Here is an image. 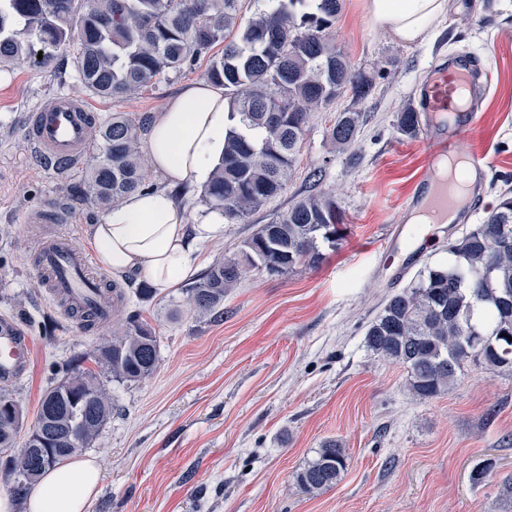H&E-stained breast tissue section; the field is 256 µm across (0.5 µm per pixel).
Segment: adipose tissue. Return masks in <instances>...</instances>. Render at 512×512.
<instances>
[{"label":"adipose tissue","instance_id":"obj_1","mask_svg":"<svg viewBox=\"0 0 512 512\" xmlns=\"http://www.w3.org/2000/svg\"><path fill=\"white\" fill-rule=\"evenodd\" d=\"M368 8L381 26L413 43L422 41L442 15L444 0H368ZM229 122L223 87L208 81H194L169 100L146 134L150 166L168 185L129 194L90 226L88 238L100 266L116 275L135 274L161 295L196 271V253L223 234L224 217L214 213L191 223L172 189L209 180ZM99 480L92 458L50 468L27 496L25 512H85Z\"/></svg>","mask_w":512,"mask_h":512}]
</instances>
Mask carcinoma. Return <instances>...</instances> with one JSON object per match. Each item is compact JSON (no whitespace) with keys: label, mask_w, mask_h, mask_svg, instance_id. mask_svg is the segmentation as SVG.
<instances>
[{"label":"carcinoma","mask_w":512,"mask_h":512,"mask_svg":"<svg viewBox=\"0 0 512 512\" xmlns=\"http://www.w3.org/2000/svg\"><path fill=\"white\" fill-rule=\"evenodd\" d=\"M251 19L239 21V0H0V70L28 59L41 68L57 64L72 48L78 78L94 94L119 99L153 81L180 76L219 43L205 78L224 88L233 124L224 135L203 201L230 223L280 195L288 184L310 112L348 91L361 100L372 81L354 70L330 39L341 0H261ZM235 39H228L233 32ZM43 58H37V55ZM363 115H336L331 139L357 140ZM411 108L397 114L404 136L420 130ZM145 123L124 112L97 119V157L71 189L78 203L109 209L127 195L151 188L140 151ZM342 216L326 193L296 201L244 241L237 256L212 264L182 289L195 317L224 314V288L248 269L286 276L315 267L321 245L335 244ZM512 188L497 192L481 224L448 244V261L427 266L418 281L389 295L369 323L365 344L374 354L406 368L410 390L439 396L470 361L490 370L512 368ZM91 361L99 371L85 369ZM159 361L151 326L135 315L112 339L72 361L69 377L42 398L37 420L48 421L56 447L30 439L15 450L18 429L0 423V464L18 476L23 499L49 466L82 451L77 441L96 440L112 415L102 380L122 384L148 378ZM346 466L344 449L326 442L296 475L306 492L336 485Z\"/></svg>","instance_id":"1"}]
</instances>
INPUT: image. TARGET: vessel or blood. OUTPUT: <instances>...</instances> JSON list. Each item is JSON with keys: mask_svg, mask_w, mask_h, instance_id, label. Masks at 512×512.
<instances>
[{"mask_svg": "<svg viewBox=\"0 0 512 512\" xmlns=\"http://www.w3.org/2000/svg\"><path fill=\"white\" fill-rule=\"evenodd\" d=\"M481 78L482 70L475 57L451 56L448 62L431 69L420 85V111L433 121L450 112L455 116L456 130L478 129L483 114L478 110L476 88ZM94 127L95 115L85 101L62 94L47 99L29 113L25 136L36 157L49 169L71 168L89 152ZM419 183L425 191L410 198V207L446 219L463 212V198L458 190L449 187L447 180L426 175ZM68 219V208L55 200L46 202L35 214L40 224H63ZM36 271L38 277L51 280L71 310L90 315L96 324L110 319L111 290L90 274L87 258L72 250L64 239L53 237L41 243ZM32 354L30 336L16 323L0 324V380H11L24 372L31 364Z\"/></svg>", "mask_w": 512, "mask_h": 512, "instance_id": "vessel-or-blood-1", "label": "vessel or blood"}]
</instances>
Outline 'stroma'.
Returning <instances> with one entry per match:
<instances>
[{
    "label": "stroma",
    "instance_id": "1",
    "mask_svg": "<svg viewBox=\"0 0 512 512\" xmlns=\"http://www.w3.org/2000/svg\"><path fill=\"white\" fill-rule=\"evenodd\" d=\"M331 36L353 69L372 79L371 94L358 102L343 94L312 112L286 189L243 222L225 225L198 262L205 270L234 255L260 225L319 192L341 210V238L322 246L317 267L282 277L247 273L227 289L217 321L195 320L177 287L139 298L141 283L128 274L117 280L126 296L117 319L82 327L38 282L39 238L27 222L48 199L69 200L70 221L55 230L89 256L87 228L105 215L71 199L86 164L57 176L32 154L29 112L63 93L99 116L151 119L203 78L207 59L116 101L76 79L66 49L63 65L0 71V317L33 338L29 370L9 384L24 411L20 437L32 431L62 368L111 339L129 313L160 343L151 377L107 385L115 410L83 451L101 472L88 512H512V369L468 362L448 392L423 400L408 390L402 365L365 345L385 298L447 261L450 240L482 223L497 191L512 185V0H446L425 39L412 44L378 24L367 0H342ZM461 53L493 74L482 97L485 124L454 143L461 152L487 150L484 206L467 224H416L407 203L428 146L424 137L399 134L396 115L429 67ZM350 107L366 122L341 149L329 128ZM329 440L345 449V470L332 488L305 492L295 476ZM488 466L493 480L475 482Z\"/></svg>",
    "mask_w": 512,
    "mask_h": 512
}]
</instances>
